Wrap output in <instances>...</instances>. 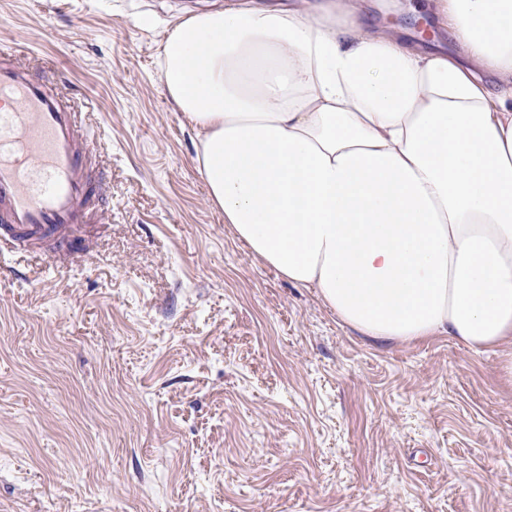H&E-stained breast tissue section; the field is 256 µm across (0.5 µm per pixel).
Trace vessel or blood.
<instances>
[{
	"label": "vessel or blood",
	"mask_w": 512,
	"mask_h": 512,
	"mask_svg": "<svg viewBox=\"0 0 512 512\" xmlns=\"http://www.w3.org/2000/svg\"><path fill=\"white\" fill-rule=\"evenodd\" d=\"M108 187L94 139L60 84L0 49V250L69 251Z\"/></svg>",
	"instance_id": "obj_1"
}]
</instances>
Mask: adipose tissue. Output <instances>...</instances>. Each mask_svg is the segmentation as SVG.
<instances>
[{
    "label": "adipose tissue",
    "instance_id": "1",
    "mask_svg": "<svg viewBox=\"0 0 512 512\" xmlns=\"http://www.w3.org/2000/svg\"><path fill=\"white\" fill-rule=\"evenodd\" d=\"M432 3L464 58L361 0H228L168 29L161 79L253 257L362 336L497 348L512 377V0Z\"/></svg>",
    "mask_w": 512,
    "mask_h": 512
}]
</instances>
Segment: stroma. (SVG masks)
<instances>
[{
  "label": "stroma",
  "instance_id": "stroma-1",
  "mask_svg": "<svg viewBox=\"0 0 512 512\" xmlns=\"http://www.w3.org/2000/svg\"><path fill=\"white\" fill-rule=\"evenodd\" d=\"M224 2L0 0V45L68 78L112 195L78 252L0 275V512H512L497 351L360 336L210 204L159 54ZM365 4L460 53L425 0Z\"/></svg>",
  "mask_w": 512,
  "mask_h": 512
}]
</instances>
